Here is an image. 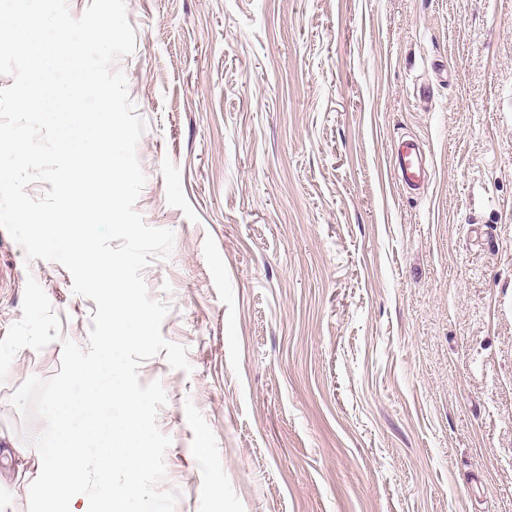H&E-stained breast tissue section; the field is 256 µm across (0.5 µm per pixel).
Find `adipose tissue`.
<instances>
[{"mask_svg":"<svg viewBox=\"0 0 512 512\" xmlns=\"http://www.w3.org/2000/svg\"><path fill=\"white\" fill-rule=\"evenodd\" d=\"M71 380L86 396L77 399L70 388L61 389L50 403L56 430L29 439L37 450L32 467L41 512H132L135 501L141 512H163L162 505L143 500L139 483L153 462L151 442L137 425L140 395L102 360L75 365ZM116 406L124 410V423L89 435L88 424Z\"/></svg>","mask_w":512,"mask_h":512,"instance_id":"1","label":"adipose tissue"}]
</instances>
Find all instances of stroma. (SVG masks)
Here are the masks:
<instances>
[{
  "mask_svg": "<svg viewBox=\"0 0 512 512\" xmlns=\"http://www.w3.org/2000/svg\"><path fill=\"white\" fill-rule=\"evenodd\" d=\"M126 8L136 209L174 233L142 275L190 364L139 369L175 512H512V0ZM409 138L420 193L393 175ZM30 278L61 338L0 382V449L42 428L11 398L97 310L0 229V339Z\"/></svg>",
  "mask_w": 512,
  "mask_h": 512,
  "instance_id": "35a3bbf8",
  "label": "stroma"
}]
</instances>
